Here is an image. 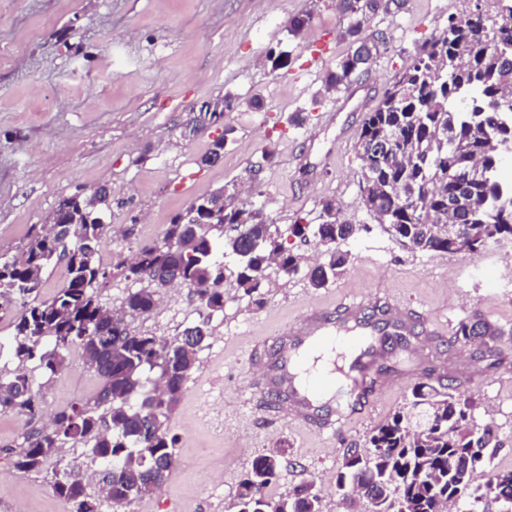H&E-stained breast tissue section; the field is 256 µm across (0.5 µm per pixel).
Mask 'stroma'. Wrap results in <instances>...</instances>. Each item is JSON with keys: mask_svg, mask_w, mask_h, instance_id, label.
I'll return each mask as SVG.
<instances>
[{"mask_svg": "<svg viewBox=\"0 0 512 512\" xmlns=\"http://www.w3.org/2000/svg\"><path fill=\"white\" fill-rule=\"evenodd\" d=\"M453 11L452 0H408L405 11L370 21V30L388 41L363 78L370 106L410 65L416 47L447 27ZM302 12L311 13V25L291 37L287 21ZM347 25L335 0H0V255L23 247L60 199L109 185L124 201L102 214L112 251L110 293L121 304L127 292L121 262L159 242L171 218L196 198L227 184L246 190V170L262 164L269 144L276 156L262 164L255 187L274 223L284 228L298 217L318 223L322 201L332 198L344 220L360 227L343 245L350 254L346 270L326 288H309L304 275L287 277L272 267L258 308L225 286L224 311L210 317L211 336L167 424L176 465L160 490L125 512H232L253 460L270 452L282 466L268 496L309 482L321 512H348L336 493L345 448L364 447L424 381L468 379L463 393L474 403L476 422L493 423L505 443L494 465L512 467V239L474 256L408 250L361 203L354 139H337L329 128L318 131L317 151L301 145L304 129L339 100L321 89L328 67L347 50L341 38ZM313 45L326 48L325 61L311 58ZM273 49L289 52L287 68L266 64ZM47 90L56 98L50 110L42 103ZM257 93L263 109L247 110L246 100ZM224 94L239 103L224 117L236 128L234 140L219 163L201 168L194 159L218 131L208 128L189 141L183 125L195 105ZM353 297L403 302L449 331L461 318L480 315L499 335L488 348L394 346L376 367L372 413L336 432L268 420L256 408L255 367L246 354L254 337L271 335L305 304ZM193 307L187 289L173 288L131 327L170 340L186 325L182 311ZM98 387L95 373L71 353L69 368L43 391L35 427L59 408L89 400ZM203 402L212 419L202 418ZM25 429L20 417L0 414V479L7 481L0 512H70L53 494L49 474L16 469Z\"/></svg>", "mask_w": 512, "mask_h": 512, "instance_id": "stroma-1", "label": "stroma"}]
</instances>
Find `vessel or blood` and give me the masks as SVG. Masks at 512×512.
I'll return each mask as SVG.
<instances>
[{"label":"vessel or blood","instance_id":"vessel-or-blood-1","mask_svg":"<svg viewBox=\"0 0 512 512\" xmlns=\"http://www.w3.org/2000/svg\"><path fill=\"white\" fill-rule=\"evenodd\" d=\"M411 332L389 304L352 299L310 305L300 324H283L272 342L263 343L261 395L269 411L285 412L294 426L336 429L369 410L359 384L387 353V335Z\"/></svg>","mask_w":512,"mask_h":512}]
</instances>
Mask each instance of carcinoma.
Listing matches in <instances>:
<instances>
[{"label":"carcinoma","mask_w":512,"mask_h":512,"mask_svg":"<svg viewBox=\"0 0 512 512\" xmlns=\"http://www.w3.org/2000/svg\"><path fill=\"white\" fill-rule=\"evenodd\" d=\"M407 0H336L350 19L343 38L349 49L325 79V93L347 90L368 72L380 49L382 32L365 27L372 17L397 13ZM235 128L215 139L196 163L209 166L224 157ZM355 150L361 179L372 188L366 211L404 247L414 252L480 254L512 238V181L499 173L512 157V0H496L495 16L480 10L452 13L448 27L427 39L410 66L395 76L377 107L362 122ZM483 176L469 179L475 163ZM236 187L195 199L203 212L187 207L167 225L162 240L139 252L125 267L132 288L115 311L98 288L109 274L99 261L105 244L101 209L112 202L106 186L90 196L62 198L49 224L19 251L0 256V313L16 311L3 342L15 368L0 374V412L32 423L41 408L40 391L26 376L35 361L45 384L69 368L72 350L102 380L85 403L55 412L51 424L31 429L15 452L24 473L40 472L60 458L64 445L83 442L99 473L112 475L109 498L128 505L167 482L176 462L175 439L165 427L180 403L198 354L210 337L208 319L224 310V281L260 308L265 303L269 265L291 275L301 257L285 248L290 233L321 249L324 260L305 277L319 290L341 274L349 253L339 245L356 233L336 222V201L322 202L320 222L298 219L280 230L264 205L236 202ZM64 264L67 281L52 297L40 299L50 274ZM176 279L193 295L201 320L167 342L126 330V319L150 314L158 288ZM490 326L481 317L457 324L455 343L480 342ZM410 407L397 411L367 438L369 452L349 446L336 474V492L350 509L363 500L372 512H389L398 499L401 512H443L465 502L468 512H512V469H490L484 486L473 485L479 468L491 464L503 443L494 426L474 421L470 399L451 385L413 386ZM279 455L253 460L237 492L236 512H320L312 484L294 486L277 500L266 496L277 477ZM52 492L71 512H98L83 479L68 465L55 474Z\"/></svg>","instance_id":"carcinoma-1"}]
</instances>
